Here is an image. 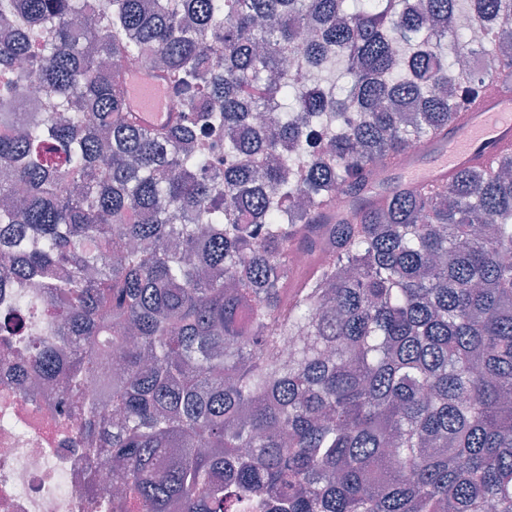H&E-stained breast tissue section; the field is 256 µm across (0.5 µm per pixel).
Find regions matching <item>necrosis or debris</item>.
<instances>
[{"label":"necrosis or debris","mask_w":512,"mask_h":512,"mask_svg":"<svg viewBox=\"0 0 512 512\" xmlns=\"http://www.w3.org/2000/svg\"><path fill=\"white\" fill-rule=\"evenodd\" d=\"M59 386L0 370V512H90L111 486L59 417Z\"/></svg>","instance_id":"4bbe7bcc"}]
</instances>
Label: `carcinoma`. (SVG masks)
I'll return each mask as SVG.
<instances>
[{"instance_id":"carcinoma-1","label":"carcinoma","mask_w":512,"mask_h":512,"mask_svg":"<svg viewBox=\"0 0 512 512\" xmlns=\"http://www.w3.org/2000/svg\"><path fill=\"white\" fill-rule=\"evenodd\" d=\"M458 2L0 0V302L122 512H512V152L374 172L512 77V0ZM129 84V104L144 126L158 128L173 121L178 100L173 95L170 96L171 112H167L164 106L167 85L149 73L148 68L141 67L139 71L133 72Z\"/></svg>"}]
</instances>
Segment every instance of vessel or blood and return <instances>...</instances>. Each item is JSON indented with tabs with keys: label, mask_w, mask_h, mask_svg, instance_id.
<instances>
[{
	"label": "vessel or blood",
	"mask_w": 512,
	"mask_h": 512,
	"mask_svg": "<svg viewBox=\"0 0 512 512\" xmlns=\"http://www.w3.org/2000/svg\"><path fill=\"white\" fill-rule=\"evenodd\" d=\"M129 104L144 126L158 128L173 121L164 101L166 84L148 68L133 72ZM512 149V84L489 83L483 97L433 143L418 154L398 162L403 184L439 181L458 167L472 163L491 164L496 155ZM430 156L431 164L420 161Z\"/></svg>",
	"instance_id": "vessel-or-blood-1"
}]
</instances>
